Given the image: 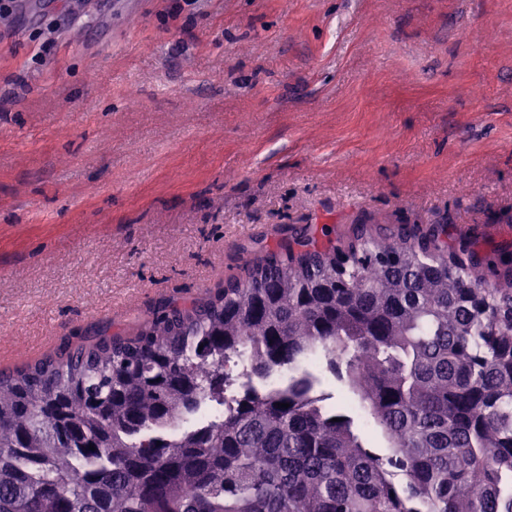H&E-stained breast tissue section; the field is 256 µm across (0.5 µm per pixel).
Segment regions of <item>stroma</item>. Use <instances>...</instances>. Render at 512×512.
<instances>
[{"mask_svg": "<svg viewBox=\"0 0 512 512\" xmlns=\"http://www.w3.org/2000/svg\"><path fill=\"white\" fill-rule=\"evenodd\" d=\"M0 24V372L303 229L512 254V0H25Z\"/></svg>", "mask_w": 512, "mask_h": 512, "instance_id": "obj_1", "label": "stroma"}]
</instances>
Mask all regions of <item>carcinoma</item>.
Returning <instances> with one entry per match:
<instances>
[{"label": "carcinoma", "mask_w": 512, "mask_h": 512, "mask_svg": "<svg viewBox=\"0 0 512 512\" xmlns=\"http://www.w3.org/2000/svg\"><path fill=\"white\" fill-rule=\"evenodd\" d=\"M0 512H512V258L304 235L0 373Z\"/></svg>", "instance_id": "obj_1"}]
</instances>
